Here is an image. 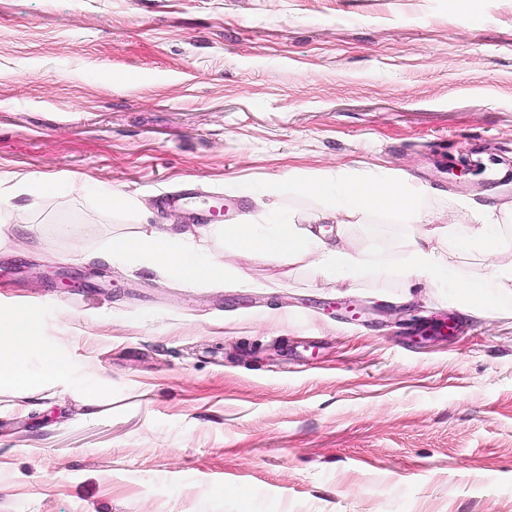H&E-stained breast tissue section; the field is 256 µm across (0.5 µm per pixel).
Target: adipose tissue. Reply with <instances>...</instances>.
I'll return each mask as SVG.
<instances>
[{
  "label": "adipose tissue",
  "instance_id": "adipose-tissue-1",
  "mask_svg": "<svg viewBox=\"0 0 512 512\" xmlns=\"http://www.w3.org/2000/svg\"><path fill=\"white\" fill-rule=\"evenodd\" d=\"M297 193L322 198L334 212L345 215L336 226V243L324 230L296 223L292 216L269 224H199L189 236L153 228L107 243L115 256L131 257L155 271L194 283L229 277L224 264L208 247L216 236L227 249L256 252L291 263L308 262L322 273L354 283L374 270L386 276L404 275L405 285L417 288L445 274H453L459 294H477L481 281L454 269L449 246L490 257L488 277L502 291L512 292V205L483 207L478 223L459 225L430 216L421 205L422 189L401 177L375 174L359 178L339 168L314 177H289ZM385 215L410 229L405 249L388 258L382 245L373 250H349L343 245L349 220ZM74 383L69 354L58 340L43 333L37 312L30 308H0V395L29 400L60 385Z\"/></svg>",
  "mask_w": 512,
  "mask_h": 512
}]
</instances>
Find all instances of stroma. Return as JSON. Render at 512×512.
Segmentation results:
<instances>
[{
	"label": "stroma",
	"instance_id": "stroma-1",
	"mask_svg": "<svg viewBox=\"0 0 512 512\" xmlns=\"http://www.w3.org/2000/svg\"><path fill=\"white\" fill-rule=\"evenodd\" d=\"M455 9L0 0V174L87 186L0 195V304L112 386L93 418L71 389L0 396V512H512V293L477 315L444 281L350 285L220 240L233 277L187 285L105 248L269 209L320 223L290 172L383 169L462 225L512 204V0ZM177 190L190 206H162ZM406 232L371 216L350 240Z\"/></svg>",
	"mask_w": 512,
	"mask_h": 512
}]
</instances>
